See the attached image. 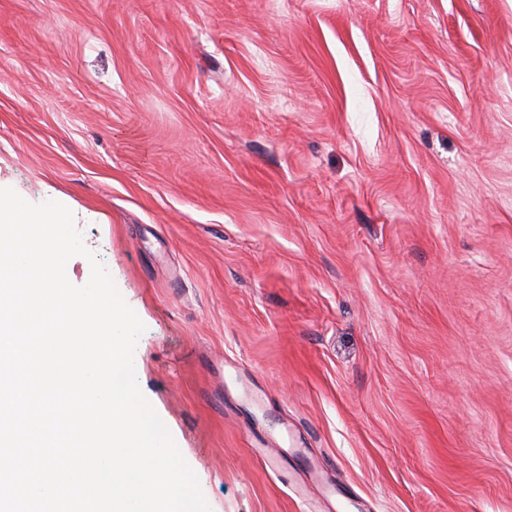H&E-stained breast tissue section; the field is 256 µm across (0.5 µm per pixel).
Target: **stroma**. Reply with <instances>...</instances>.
Wrapping results in <instances>:
<instances>
[{
  "label": "stroma",
  "instance_id": "obj_1",
  "mask_svg": "<svg viewBox=\"0 0 512 512\" xmlns=\"http://www.w3.org/2000/svg\"><path fill=\"white\" fill-rule=\"evenodd\" d=\"M0 180L211 512H512V0H0Z\"/></svg>",
  "mask_w": 512,
  "mask_h": 512
}]
</instances>
